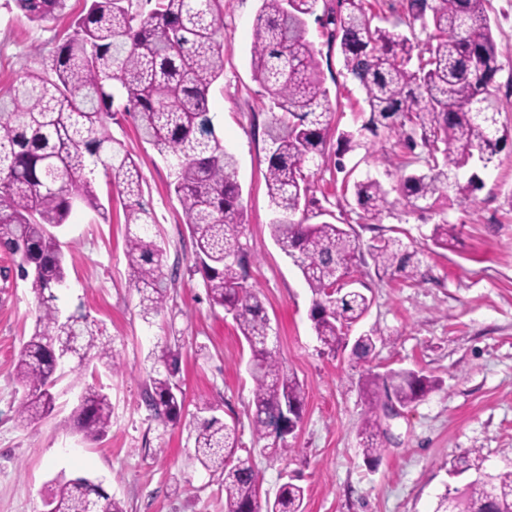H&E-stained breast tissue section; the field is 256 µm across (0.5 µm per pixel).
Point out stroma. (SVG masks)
Returning <instances> with one entry per match:
<instances>
[{"label":"stroma","instance_id":"stroma-1","mask_svg":"<svg viewBox=\"0 0 512 512\" xmlns=\"http://www.w3.org/2000/svg\"><path fill=\"white\" fill-rule=\"evenodd\" d=\"M89 4L69 0L66 16L37 24L0 0V91L22 75L42 73ZM258 7L259 0H224V73L210 102L237 160L248 281L260 291L280 357L304 388L295 431L282 441L256 440L249 349L232 317L210 306L165 160L133 119L118 113L110 129L141 169L142 200L156 216L165 272L174 278L169 298L160 314L142 318L128 276L125 200L98 182L107 217L78 203L55 231L68 269L60 304L94 320L100 342L112 347L123 367L111 371L93 353L83 366L67 367L54 388L53 412L25 425L16 414L23 391L14 368L35 324L37 298L30 282L17 277L15 258L0 249V512H42L61 474L101 480L126 512H224L221 478L194 458V418L204 402L218 405L222 421L236 423L239 445L250 449L262 477L263 496L274 497L282 482L298 477L304 512H432L439 495L455 494L477 473L512 468V150L480 170L484 186L475 203L451 189L433 210L414 212L397 200L374 220L358 208L351 185L369 176L394 183L397 165L411 156L395 134L382 133L346 152L345 171L334 166L333 142L324 159L305 166L310 190L298 219L343 225L364 244L398 237L423 252L417 282L376 273L368 253L358 255V286L370 309L347 328L336 352L323 351L309 319L312 294L270 236L265 127L271 97L250 66ZM485 8L503 64L496 83L500 120L512 130V0H486ZM307 38L321 62L333 127H359L367 117L364 94L345 74L338 41L315 22ZM444 220L460 230L448 250L430 240L433 225ZM371 330L384 340L367 360H358L354 343ZM166 347L179 354L177 382L185 396L176 422L154 418L144 403L151 356ZM400 368L434 377L441 386L399 418L381 419L384 451L370 463L359 436L366 410L362 379L369 371ZM91 384L102 386L112 404V426L94 442L72 422ZM462 458L475 462L476 470L455 472Z\"/></svg>","mask_w":512,"mask_h":512}]
</instances>
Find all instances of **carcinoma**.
Returning <instances> with one entry per match:
<instances>
[{
    "instance_id": "carcinoma-1",
    "label": "carcinoma",
    "mask_w": 512,
    "mask_h": 512,
    "mask_svg": "<svg viewBox=\"0 0 512 512\" xmlns=\"http://www.w3.org/2000/svg\"><path fill=\"white\" fill-rule=\"evenodd\" d=\"M13 2L38 23L67 9V0ZM259 2L251 65L277 108L266 130L270 234L300 270L313 295L310 319L317 340L334 353L343 327L361 319L370 301L340 284L343 272L353 268L359 239L339 224L295 220L309 191L305 165L325 157L335 135L351 148L362 145L368 133L395 132L408 148L426 151L424 168L401 172L389 189L369 176L355 182L364 214L379 217L393 191L414 211L431 210L448 187L475 201L483 180L472 170L474 163L487 168L512 142L499 124L493 93L502 64L484 0H407L405 16L388 28L373 24L363 0H336L325 20L316 14L319 0ZM223 14L224 0H154L147 12L138 10L137 0H90L75 35L57 48L49 69L0 92V247L20 258L17 276L31 280L38 302L34 331L15 365L16 381L26 391L17 409L23 422L35 423L53 411L57 356L70 350L71 337L79 338L80 359L95 349L108 359V368L121 369L112 349L98 342L88 316L67 314L58 304L67 272L51 229L66 223L76 202L101 210L98 177L126 198L129 280L142 317L157 315L168 298L166 252L157 240L155 214L143 203L137 163L109 127L116 86L123 111L168 164L210 305L233 316L248 344L254 435L266 438L274 420L291 427L300 417L304 390L271 344L273 329L260 292L247 284L237 162L217 134L210 108L211 88L224 71ZM312 16L335 26L332 36L340 40L346 74L365 94L369 119L356 129H332L329 91L306 38ZM418 28L428 32V43L415 55ZM457 234V225L444 221L433 226L431 241L446 249ZM368 254L379 272L412 280L422 276L419 252L398 238L375 241ZM381 341L378 331L365 334L354 353L366 358ZM177 371V357L168 348L150 367L145 402L157 417L176 420L184 410L183 392L174 382ZM438 387V380L412 370L367 374L364 458L376 461L383 452L377 410L384 399L405 408ZM73 424L89 441L107 434L112 405L102 389L85 387ZM194 451L206 470L222 477L224 512H260L261 476L251 456L238 454L236 425L215 416L196 418ZM303 500L304 488L288 479L265 502L266 512H303ZM46 506L50 512H125L102 482L86 477L57 479ZM433 512H512V469L476 475L456 496H440Z\"/></svg>"
}]
</instances>
